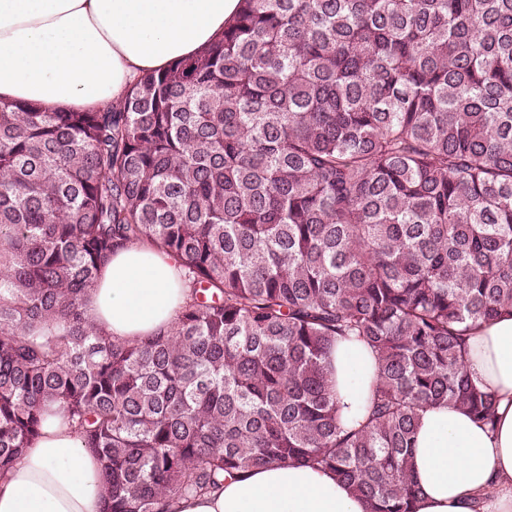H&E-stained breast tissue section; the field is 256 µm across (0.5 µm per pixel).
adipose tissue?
<instances>
[{"instance_id":"obj_1","label":"adipose tissue","mask_w":512,"mask_h":512,"mask_svg":"<svg viewBox=\"0 0 512 512\" xmlns=\"http://www.w3.org/2000/svg\"><path fill=\"white\" fill-rule=\"evenodd\" d=\"M239 0H0V101L49 112L88 111L123 97L137 78L218 41ZM177 261L147 245L116 252L89 289L84 315L134 344L172 329L187 298ZM336 404L351 426L372 394L376 361L364 344L331 354ZM467 369L496 401L494 424L430 407L413 448L417 512H512V315L482 326ZM94 452L60 413L0 476V512H104ZM171 512H366L330 471L274 465L175 500Z\"/></svg>"}]
</instances>
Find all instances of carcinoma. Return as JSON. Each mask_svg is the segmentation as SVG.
Instances as JSON below:
<instances>
[{
    "mask_svg": "<svg viewBox=\"0 0 512 512\" xmlns=\"http://www.w3.org/2000/svg\"><path fill=\"white\" fill-rule=\"evenodd\" d=\"M184 268L174 329L84 316L119 249ZM512 313V0H240L224 36L89 112L0 102V473L58 402L106 512L328 469L414 512L422 414L493 423L468 340ZM377 382L341 424L330 354Z\"/></svg>",
    "mask_w": 512,
    "mask_h": 512,
    "instance_id": "obj_1",
    "label": "carcinoma"
}]
</instances>
